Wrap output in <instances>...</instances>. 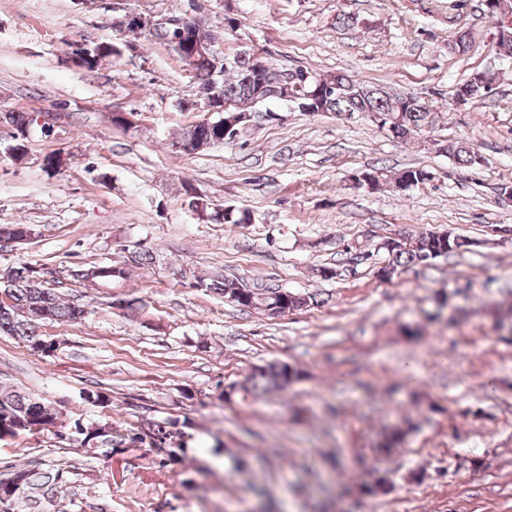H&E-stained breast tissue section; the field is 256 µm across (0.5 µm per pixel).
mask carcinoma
Wrapping results in <instances>:
<instances>
[{"label":"carcinoma","instance_id":"1","mask_svg":"<svg viewBox=\"0 0 512 512\" xmlns=\"http://www.w3.org/2000/svg\"><path fill=\"white\" fill-rule=\"evenodd\" d=\"M120 48L112 42H100L91 46L78 44L69 54V62L75 68L92 72L103 59L117 55ZM248 59L235 63L234 71L227 73L222 81L221 99L232 103L230 111L222 118L212 119L208 124H193L182 133L179 144L185 155L196 151L195 143L208 142L212 145L224 142V120L232 117L231 110L240 107L249 110L275 100L273 90H257L250 84L240 80V71L245 69ZM194 78L199 88L208 89L214 79L211 62L205 56H197L190 63ZM483 76L490 77V85L483 88L475 86L470 99H483L490 95L494 84L499 79V70L490 68L482 71ZM328 91L322 97L316 109L321 113H333L342 116L348 112H363L370 116L380 114L384 122L380 129L386 130L402 141H413L427 132L431 110L425 106L421 98L411 92L404 95L391 93L380 85H368L358 82L346 75L336 74L324 78ZM0 123L13 127V144L10 146L13 158L21 161L26 155V141L33 120L30 114L23 112L0 113ZM444 150L452 157L458 167L472 169L480 164L481 157L467 142L456 140L449 142ZM371 178L370 189L378 190L384 182L395 186L409 178L419 185L430 180L429 172L423 168H407L399 172L393 179H388L387 170L372 167L362 171ZM189 208L203 221H215L220 224H247L251 221L250 212L222 209L212 201L202 197L191 184L183 188ZM476 242L446 232L422 231L416 234H401L391 243L378 247L386 255L387 263L379 267L382 277L393 275L398 268L411 265L428 264L431 261L457 254ZM47 275L43 269L27 263L7 269L0 273V334H7L22 341L33 352L50 353L55 350V343L41 336L37 325L44 322L78 321L84 318L83 307L65 301L58 288L48 287L40 282ZM194 287L206 292L221 295L234 303L241 310H258L275 318L289 312L319 304L317 295L313 293L293 292L283 288L268 287L254 283L249 285L237 279L226 277L209 278L198 276ZM299 371L284 362H270L254 368L246 379L238 386L237 391L244 396L260 397L274 391H285L298 378ZM57 419L56 410L36 399L17 392L0 390V439L15 436L19 433H36V426L42 422ZM79 433L85 435V441H101L115 448L126 446L136 448L140 444L149 443L154 448H162L166 458L174 461L183 451L184 432L176 422H166L154 427L149 434L136 433L119 441L112 435V425L91 423L79 426ZM409 429L393 427L380 440L377 453L389 455L400 447ZM18 477L22 481L21 490L9 496H0V512H47L53 505L60 489L68 482L67 471L50 468L44 472L24 468L18 469L8 480ZM6 480V481H8ZM0 480V486L6 484Z\"/></svg>","mask_w":512,"mask_h":512}]
</instances>
